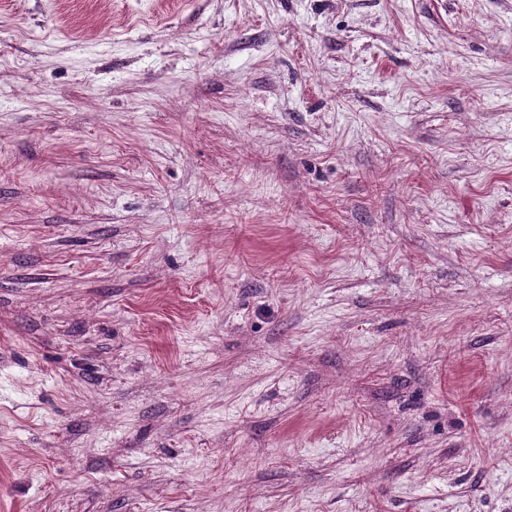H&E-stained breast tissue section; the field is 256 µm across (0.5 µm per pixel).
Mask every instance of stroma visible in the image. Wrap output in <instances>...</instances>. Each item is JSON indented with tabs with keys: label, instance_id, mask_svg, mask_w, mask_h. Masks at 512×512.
<instances>
[{
	"label": "stroma",
	"instance_id": "1",
	"mask_svg": "<svg viewBox=\"0 0 512 512\" xmlns=\"http://www.w3.org/2000/svg\"><path fill=\"white\" fill-rule=\"evenodd\" d=\"M0 512H512V0H0Z\"/></svg>",
	"mask_w": 512,
	"mask_h": 512
}]
</instances>
